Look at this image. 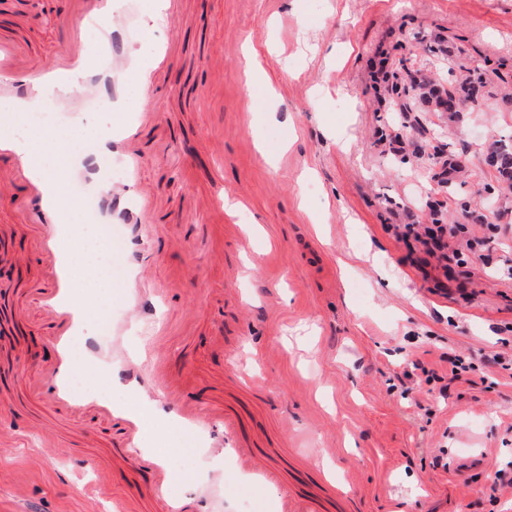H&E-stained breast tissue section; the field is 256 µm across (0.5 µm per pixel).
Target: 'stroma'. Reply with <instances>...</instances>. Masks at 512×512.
Segmentation results:
<instances>
[{
	"instance_id": "1",
	"label": "stroma",
	"mask_w": 512,
	"mask_h": 512,
	"mask_svg": "<svg viewBox=\"0 0 512 512\" xmlns=\"http://www.w3.org/2000/svg\"><path fill=\"white\" fill-rule=\"evenodd\" d=\"M168 58L152 67L144 121L111 157H141L131 199H116L112 253L145 260L162 302L112 300L143 334L165 381L142 365L117 404L141 426L46 395L57 360L55 289L34 198L0 183V512H167L155 456L171 457L170 405L195 408L219 445L172 486L197 512H512V199L493 197L485 156L512 136V111L449 123L423 114L414 142L465 152L466 200L505 210L488 265L444 276L395 231L428 215L429 162L385 152L372 75L402 33L459 34L512 72V0H169ZM78 0H0V38L17 64L65 65L97 33ZM258 60L275 99L248 86ZM289 148L278 162L269 154ZM236 202L235 210L224 207ZM470 369L450 380L448 358ZM233 426H225V418ZM56 435L41 453L40 428ZM149 457L129 458L127 442ZM247 460H240V453ZM275 471L255 483L247 462Z\"/></svg>"
}]
</instances>
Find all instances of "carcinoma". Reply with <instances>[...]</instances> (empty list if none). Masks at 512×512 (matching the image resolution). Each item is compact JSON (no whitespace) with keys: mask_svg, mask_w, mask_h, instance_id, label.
Instances as JSON below:
<instances>
[{"mask_svg":"<svg viewBox=\"0 0 512 512\" xmlns=\"http://www.w3.org/2000/svg\"><path fill=\"white\" fill-rule=\"evenodd\" d=\"M422 49L427 54H441L461 57L466 54L462 39L457 36L434 35L428 39ZM466 75L455 77L446 83L434 82L421 70L406 68L404 60L399 65H386L378 81L377 99L381 109L386 112H441L440 95L448 96V120L459 121L464 112L479 105L484 95L490 94V88L496 83L507 84L508 80L498 70H488L479 64L463 68ZM487 164L494 171V180L502 188L512 190V143L501 140L489 152ZM468 173L466 154L448 151V181L437 182L438 189L453 188ZM460 218L456 222L469 219L476 223L494 224L500 220L501 213L479 214L472 210L469 203H457Z\"/></svg>","mask_w":512,"mask_h":512,"instance_id":"obj_1","label":"carcinoma"}]
</instances>
